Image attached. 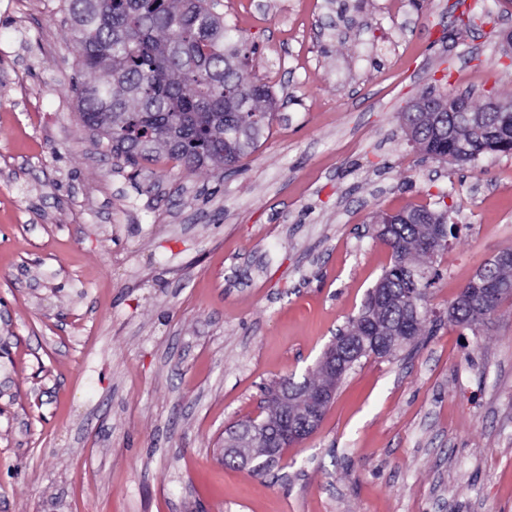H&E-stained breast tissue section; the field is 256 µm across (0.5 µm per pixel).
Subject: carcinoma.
Returning a JSON list of instances; mask_svg holds the SVG:
<instances>
[{
    "label": "carcinoma",
    "instance_id": "carcinoma-1",
    "mask_svg": "<svg viewBox=\"0 0 512 512\" xmlns=\"http://www.w3.org/2000/svg\"><path fill=\"white\" fill-rule=\"evenodd\" d=\"M83 74L78 108L84 124L112 141V149L135 168L158 155L186 172L221 160L231 167L252 152L269 124L274 103L270 88L247 71L246 42L232 35L217 11L218 0H65ZM482 112L496 134L476 133L475 125L442 108L429 112L409 140L426 154L457 155L465 165L496 143L512 139V113ZM411 219L400 221L387 237L393 262L379 282L387 290L381 303L366 298L349 321L364 332L362 321L394 337L396 349L421 335L427 317L409 315L404 289L415 287L427 301L432 279L418 258H432L428 239L431 216L448 209L404 208ZM462 288L451 303V322L477 332L483 321L471 316Z\"/></svg>",
    "mask_w": 512,
    "mask_h": 512
}]
</instances>
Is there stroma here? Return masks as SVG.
<instances>
[{"label": "stroma", "mask_w": 512, "mask_h": 512, "mask_svg": "<svg viewBox=\"0 0 512 512\" xmlns=\"http://www.w3.org/2000/svg\"><path fill=\"white\" fill-rule=\"evenodd\" d=\"M346 2L221 0L278 110L237 168L187 173L83 124L64 0H0V512H512V302L448 321L512 248V154L432 159L399 119L512 99V0ZM441 199L423 335L267 473L225 464L389 267L379 216ZM468 285L461 289L456 299L449 306L452 309V319L450 320L452 323L460 326L464 329L471 330L474 334H476L479 327L483 324V320H475L471 316L470 306L465 301V296L467 293ZM253 431H239L233 439L229 440L224 448V461H234L237 463L243 453L244 448H253Z\"/></svg>", "instance_id": "stroma-1"}]
</instances>
